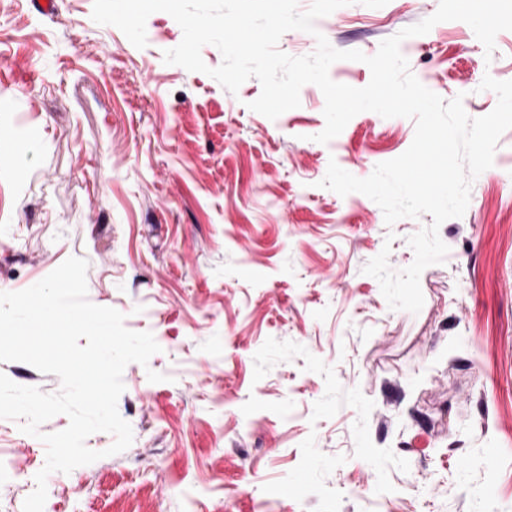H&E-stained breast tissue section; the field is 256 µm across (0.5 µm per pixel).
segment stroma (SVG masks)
Here are the masks:
<instances>
[{"label":"stroma","mask_w":512,"mask_h":512,"mask_svg":"<svg viewBox=\"0 0 512 512\" xmlns=\"http://www.w3.org/2000/svg\"><path fill=\"white\" fill-rule=\"evenodd\" d=\"M0 0V292L86 258L88 299L161 348L123 372L134 439L47 478L44 512H512V129L445 221L449 252L420 278L419 313L391 310L365 264L431 215L386 226L360 193L320 188L329 162L359 178L403 154L415 124L373 112L329 143L313 84L299 108L251 111L238 93L165 64L167 13L147 45L93 21V0ZM439 0L341 7L315 26L339 50L381 41ZM410 71L469 117L484 76L512 80V31L493 53L461 21L401 44ZM165 374L149 382L148 371ZM39 438L0 420V512H22Z\"/></svg>","instance_id":"1"}]
</instances>
